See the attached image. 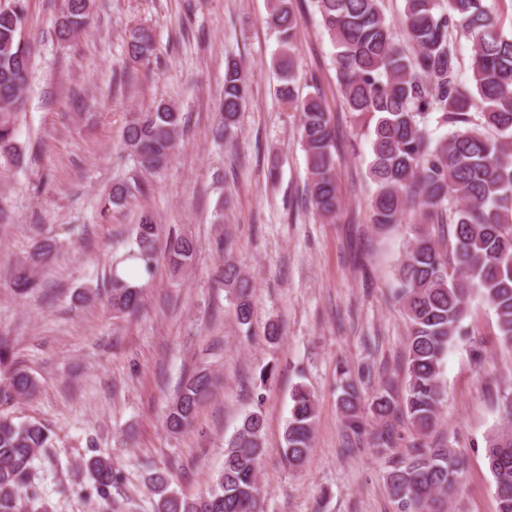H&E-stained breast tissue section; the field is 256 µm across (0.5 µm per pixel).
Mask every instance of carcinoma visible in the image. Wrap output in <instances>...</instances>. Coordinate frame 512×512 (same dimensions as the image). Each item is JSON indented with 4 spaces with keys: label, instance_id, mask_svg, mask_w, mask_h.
Masks as SVG:
<instances>
[{
    "label": "carcinoma",
    "instance_id": "obj_1",
    "mask_svg": "<svg viewBox=\"0 0 512 512\" xmlns=\"http://www.w3.org/2000/svg\"><path fill=\"white\" fill-rule=\"evenodd\" d=\"M322 26L336 48L335 61L343 104L368 131L367 175L375 186L370 200L371 223L380 229L401 223L406 211L418 217L414 237L396 268L395 299L407 322L404 387L387 384L371 399V413L382 422L376 445L389 449L393 422L409 423L426 437L437 425L444 387L441 368L448 353L467 335L464 325L471 298L486 301L494 312L498 336L512 346V32L504 28L500 9L485 0H404L401 23L408 36L396 40L395 24L383 0H314ZM91 0H63L56 21L60 39L84 32L91 19ZM25 0L0 5V161L20 162L22 148L14 115L25 104L31 45L22 36ZM268 26L279 36L275 68L278 95L300 112V135L310 166L307 197L314 213L335 218L341 210L336 189L338 149L331 112L319 78L301 98L295 91V14L292 0H269ZM472 44L469 83L460 77L457 38ZM127 55L150 62L155 39L149 27L129 30ZM247 83L242 67L227 63L224 96L215 136L230 140L245 105ZM447 133L432 138L427 119ZM181 113L159 102L136 116L123 133L125 147L149 171L167 165L176 146ZM150 190L137 181L112 187L108 204L121 207ZM158 224L145 213L137 224L130 258L152 272L159 258L173 271L188 267L195 244L174 234L164 255L157 250ZM55 243L38 241L12 274L19 294L35 288L34 273L55 254ZM224 286L235 299L241 324L251 318L253 283L232 263L224 266ZM140 289L112 276L110 304L121 316L141 306ZM343 377L339 407L348 443L366 430L360 392L350 369ZM206 373L190 377L165 416L169 432L192 423L198 403L208 394ZM37 389L27 373L12 374L8 390L29 397ZM284 440L285 461L300 466L312 449L316 404L312 393L297 384ZM502 427L486 439V459L495 482L497 512H512V389L498 403ZM261 408L249 412L224 449V469L209 490L188 498L170 489L167 477L149 474L156 500L154 512H260L257 465L263 448ZM48 429L38 422L15 423L0 418V512H48L31 490V465L50 446ZM465 462L454 449L422 442L395 462L386 488L397 512H437L435 504L451 496ZM122 479L112 458L101 454L75 464V484L88 483L100 512H132L112 489Z\"/></svg>",
    "mask_w": 512,
    "mask_h": 512
}]
</instances>
